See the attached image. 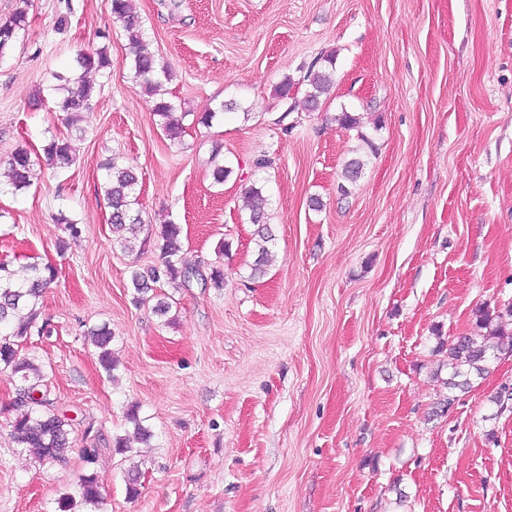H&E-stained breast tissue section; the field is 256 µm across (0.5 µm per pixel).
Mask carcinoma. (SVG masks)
<instances>
[{"mask_svg": "<svg viewBox=\"0 0 512 512\" xmlns=\"http://www.w3.org/2000/svg\"><path fill=\"white\" fill-rule=\"evenodd\" d=\"M113 20L121 24L132 48L131 69L133 78L139 82L146 95L153 99L152 115L160 119L166 135L171 140L181 137L184 129L183 119L187 113L176 115L175 105L168 99L157 96L160 79H171L172 73L168 65L145 49L144 29L142 20L132 8V0H110ZM26 16L17 11L10 17L0 20V59L3 58L21 30L25 29ZM76 63L80 69L77 75L64 77L54 75L58 81L61 95L57 98L56 108L63 113V124L68 131H82L79 123L82 114L89 110L93 97L94 86L87 80V74L109 69L112 60L107 48L102 47L94 52L85 51L77 56ZM311 91L306 94L304 109L311 111L317 108L320 98L329 93L333 87L332 73L326 69L309 74ZM46 162L49 165H69L73 162L72 147L65 136L51 138L43 148ZM219 153L212 155L211 177L216 184L224 183L232 169L218 160ZM0 165L7 169L8 185L12 192H22L31 186V177L35 161L26 149H17L9 156L0 158ZM104 168L107 179L104 195L108 207L111 208L110 224L112 232L130 233L119 241L129 252L136 251L138 234L142 228L140 203L135 194L138 178L135 171L118 163L117 158L109 159ZM251 200L249 221L257 226L255 233L258 259L253 265L255 276L264 273L263 266L268 255L267 243L272 241L271 230L267 224L265 213V197L262 188L251 186L247 190ZM55 223L63 226L68 237L74 239L81 235V224L74 218L59 213L54 217ZM181 227L178 224H166L162 227L160 237L161 263L148 268H135L131 271V283L136 292L135 303L146 305L155 301L152 311L164 317L169 313V303L156 299L152 294L153 285L164 281L174 288H188L195 281H201L205 288L224 287V267L213 264L206 271L196 265H188L180 258ZM57 277V270L52 265L31 263L24 267V274L19 276L0 263V328L8 333L0 334V372H9L11 377L18 378L15 391L25 394V399L13 400L12 406L23 408V413L13 418L10 423V436L13 442L25 449L34 462L44 466L61 463L70 448L69 418L56 412L53 402L46 392L39 391L44 374L40 367L19 353L20 343L33 334L47 331L48 321L37 324L39 312L37 300L47 285ZM92 344L98 350L100 365L108 372L114 367L112 358V330L107 325L94 327L88 331ZM512 353V330L501 324L492 328L487 334L475 336L462 334L453 338L448 347L447 381L450 396L439 401L440 412H448L454 403L452 392L465 391L470 387V376L483 375L489 370L491 362L502 352ZM129 422L135 426L134 438H117L112 452L126 455L135 451L132 444L146 441L149 430L142 427L138 415V406L132 405L126 411ZM75 494H67L58 501L59 512H83L88 506L95 508L104 504L96 473L85 469L77 474Z\"/></svg>", "mask_w": 512, "mask_h": 512, "instance_id": "carcinoma-1", "label": "carcinoma"}]
</instances>
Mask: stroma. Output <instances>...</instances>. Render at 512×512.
<instances>
[{
    "label": "stroma",
    "instance_id": "obj_1",
    "mask_svg": "<svg viewBox=\"0 0 512 512\" xmlns=\"http://www.w3.org/2000/svg\"><path fill=\"white\" fill-rule=\"evenodd\" d=\"M133 6L172 71L163 90L186 114L181 142L151 115L108 0H0V18L27 15L0 59V157L38 160L28 189L0 191V262L57 269L40 300L50 332L20 350L71 421L66 461L34 464L10 438L14 382L0 373V512H58L82 448L131 433L133 403L152 436L132 454L102 451L104 512H512V409L493 402L512 356L436 412L448 343L512 302V0ZM102 45L112 67L92 76L76 161L48 168L43 147L64 129L53 76ZM327 67L318 110L291 108ZM286 78L290 101L277 93ZM344 110L357 128L338 124ZM216 151L233 170L221 186ZM113 156L139 177L150 239L137 255L109 222ZM354 157L365 166L349 184ZM254 184L275 235L259 280ZM60 211L83 224L63 252ZM168 222L182 227V259L222 262L225 283L158 284L170 305L159 317L134 304L130 269L159 264ZM103 322L110 373L86 336Z\"/></svg>",
    "mask_w": 512,
    "mask_h": 512
}]
</instances>
